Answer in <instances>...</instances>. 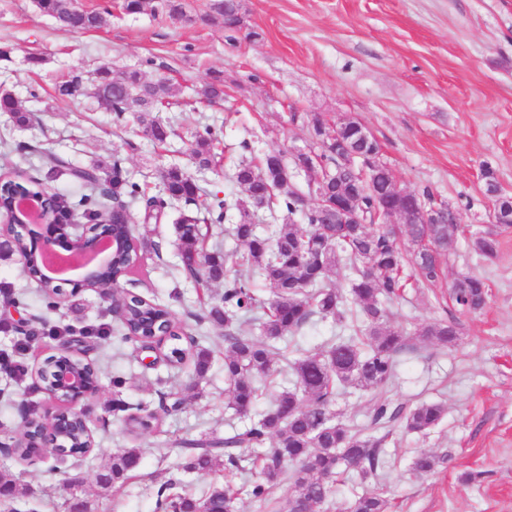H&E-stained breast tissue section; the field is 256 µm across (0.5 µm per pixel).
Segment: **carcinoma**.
Instances as JSON below:
<instances>
[{"mask_svg": "<svg viewBox=\"0 0 512 512\" xmlns=\"http://www.w3.org/2000/svg\"><path fill=\"white\" fill-rule=\"evenodd\" d=\"M37 7L65 29L92 31L103 23L101 14L80 12L72 0H37ZM210 10L228 29L242 26L238 0H211ZM94 95L99 108L118 118L129 100L138 102L141 110L135 113V122L143 136L156 145L166 144L175 134L153 115L155 106L173 96L166 78L145 81L140 71L131 70L116 79L110 68L101 66ZM196 95L207 103L223 99V73H212ZM0 112L13 114L19 126L31 121V111L9 93L0 95ZM216 142L214 127L207 125L195 131L190 153L198 173L218 165ZM339 153L337 144L321 145L320 173L336 172ZM46 163L49 174L66 170L84 182L89 193L76 207L82 209L87 221L104 213L112 215V210L103 212L98 206L112 199L115 185L121 186L128 198L141 200L146 210H175L179 274L193 281L204 295L211 284L224 285L219 301L204 302L203 319L224 327V380L233 409L247 424L224 438H181L173 444L180 448V469L185 473L207 474L218 466L232 472L243 469L247 462L257 470V476L241 486L229 480L215 484L200 497L171 492L176 482L170 480L158 490L156 508L162 512H239L245 497L259 504L260 512H322L332 503L340 466L354 467L364 480L377 477L384 460L380 440L372 430L399 419L407 432L424 433L443 420L446 408L441 403L421 402L408 409H394L382 398L395 377L398 357L412 341L389 325L388 304L402 296L411 277L429 285L442 279L440 257L463 228L453 223L451 215L444 224H407L406 242L402 243L375 222L391 178L382 158L367 169L370 187L363 195L359 224H338L334 212L304 202V195L291 184L286 161L272 166L264 158L256 162L243 156L235 166L234 180L247 194L266 193L264 208L269 212L301 214V224H268L248 199L234 206L221 201L218 214L203 209L197 204L202 192L198 177L177 163L160 171V196L146 195L116 159L105 179L101 175L104 168L99 165L74 168L52 154L46 155ZM224 219L233 224V234L244 246L234 261L218 243L208 249L203 232V227ZM113 223V233L124 244L115 261V273L123 278L138 265L148 244L125 226L124 215H113ZM497 236L496 232L472 233L473 250L484 258L495 256ZM341 263L351 272L346 289L336 287L328 278L331 268ZM257 278L272 288L273 298L266 318L256 326L252 313L261 302L252 286ZM487 295L485 282L472 274L460 275L450 293L454 305L464 312L483 309ZM128 300V314L121 322L123 339L140 349L147 348L152 344V328H167L170 348L166 361L172 367L190 363L191 384L198 386L211 368L212 351L201 346L197 337L182 336L168 304L133 293ZM314 316L332 319L339 335L316 352L289 359V354L298 351L294 337ZM255 326L259 339L251 336ZM414 335L422 341L432 338L442 348L457 340L455 324L444 320L429 323ZM277 357L291 365L294 388L277 391L269 407L258 412L257 400L262 388L272 381ZM349 388L375 392L367 427L341 419L333 409L336 395ZM112 412L127 414L131 423L145 429L155 419V411L147 404L134 406L121 399L114 400ZM268 441L273 442L269 448L265 447ZM142 455L140 448L113 453L105 467L106 486L124 488L139 468ZM441 463L440 456L423 452L413 458L411 469L424 476L434 473ZM284 478L289 481V491L283 501L279 492ZM389 507L383 488L375 484L354 495L347 512H388Z\"/></svg>", "mask_w": 512, "mask_h": 512, "instance_id": "obj_1", "label": "carcinoma"}]
</instances>
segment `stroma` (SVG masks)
Returning <instances> with one entry per match:
<instances>
[{"instance_id": "stroma-1", "label": "stroma", "mask_w": 512, "mask_h": 512, "mask_svg": "<svg viewBox=\"0 0 512 512\" xmlns=\"http://www.w3.org/2000/svg\"><path fill=\"white\" fill-rule=\"evenodd\" d=\"M183 2L187 23L171 20L161 0L136 15L123 10V0H76L105 22L90 32H68L41 14L35 0H0V93L12 94L34 115L21 127L12 114L0 112V174L22 170L76 200L83 186L49 176L41 155L48 149L77 166L120 160L155 194L169 163L194 172L193 134L210 124L221 132L224 154L205 173L199 202L233 204L245 198L233 178L242 143H250L252 156L280 150L290 160L312 146L313 119L359 121L379 141L399 185L430 190L433 203L454 208L465 229L442 258L443 280L410 283L389 306L395 327L411 333L447 318L456 322L459 340L448 350L419 340L400 356L387 393L391 405L439 401L447 414L426 435L406 432L397 421L377 431L385 460L379 482L392 512H512V229L499 235L494 258L476 255L470 243L471 233L492 223L484 169L512 197V0H240L243 25L235 33L212 19L210 0ZM33 56L39 65L30 64ZM103 64L116 78L137 69L148 81L169 79L174 95L155 112L177 131L167 147L138 133L137 103H129L119 121L98 108L93 83L77 96L56 95L64 74H89ZM212 70L224 73V99L199 102L195 90ZM26 143L38 150L19 157L16 148ZM127 210L133 233L160 249L144 252L126 290L168 302L185 332L213 350V366L193 389L187 373H174L165 362L145 367L133 344L107 359L101 349L91 351L90 359L101 366L100 391L90 402L92 454L62 461L48 448L31 464L0 452V476L31 489L0 503V512H67L65 475L78 477L75 493L88 512H154L157 489L181 462L171 440L221 437L243 425L225 390L224 329L195 320V286L176 273L181 259L171 216L145 221L142 204L133 201ZM462 272L489 286L486 306L474 314L460 313L448 295L450 281ZM0 283L21 303L8 322L39 313V283L19 257L0 261ZM48 323L103 325L111 332L118 325L105 303L85 289L66 291ZM25 344L28 375L14 379L0 372V443L20 435V405L38 413L46 405L44 394L29 387L33 369L52 354L55 341L41 336ZM116 377L126 381L118 390L112 386ZM160 377L179 392L180 410L160 414L153 430L132 431L124 415L113 414L114 399L157 405ZM121 448L142 449L143 461L136 478L114 492L96 476ZM424 451L445 462L422 477L410 463ZM469 471L481 472V479L463 482Z\"/></svg>"}]
</instances>
